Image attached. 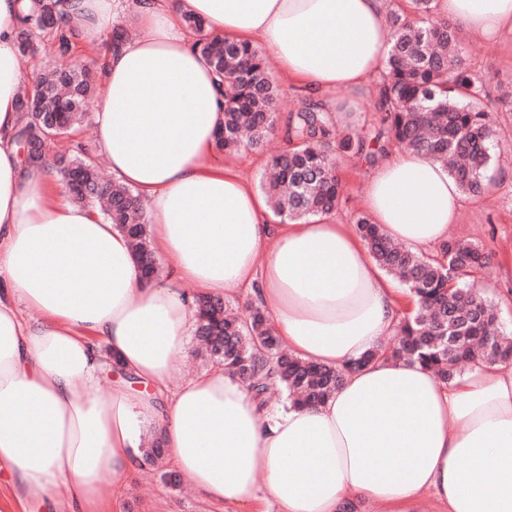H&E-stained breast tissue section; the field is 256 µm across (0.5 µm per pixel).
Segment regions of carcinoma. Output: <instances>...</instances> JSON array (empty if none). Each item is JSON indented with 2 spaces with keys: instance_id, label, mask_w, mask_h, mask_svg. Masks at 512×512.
<instances>
[{
  "instance_id": "obj_1",
  "label": "carcinoma",
  "mask_w": 512,
  "mask_h": 512,
  "mask_svg": "<svg viewBox=\"0 0 512 512\" xmlns=\"http://www.w3.org/2000/svg\"><path fill=\"white\" fill-rule=\"evenodd\" d=\"M58 2L35 0V9L23 18L17 34L19 54H37L45 40L59 57H71L77 37L61 23ZM390 20L391 46L372 87L374 120L369 130L339 134L307 101L289 113L286 133L292 148L272 158L275 175L260 184L276 214L302 222L335 211L342 199L339 158L353 157L372 167L395 147L442 164L471 196L481 195L490 184L496 147L485 110L490 93L463 55L459 26L436 14L434 0H410L409 9L390 11ZM199 45L221 79L224 126L216 135V149L261 148L276 130L280 100L264 56L253 46L226 39L202 40ZM96 88L95 70L71 65L38 76L33 89L21 96L16 143L30 146L33 164L47 161L51 144L69 137L83 121ZM55 166L62 176L72 174L78 180L71 200L99 206L130 239L141 273L157 277L140 199L111 182L80 147L56 160ZM355 224L378 265L407 288L415 310L402 318L390 344L343 368L285 352L266 310L255 304L196 298V336L206 356L244 383L259 404L266 403L273 386L293 406L322 404L346 372L379 357L417 361L447 383L460 376L463 362L492 365L512 356V336L504 332L496 306L471 283L490 261L480 246L449 241L438 253L425 255L396 245L365 213ZM142 465L162 468L160 438L144 449Z\"/></svg>"
}]
</instances>
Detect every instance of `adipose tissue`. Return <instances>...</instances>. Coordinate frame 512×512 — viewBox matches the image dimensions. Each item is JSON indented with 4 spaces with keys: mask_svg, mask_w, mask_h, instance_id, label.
Instances as JSON below:
<instances>
[{
    "mask_svg": "<svg viewBox=\"0 0 512 512\" xmlns=\"http://www.w3.org/2000/svg\"><path fill=\"white\" fill-rule=\"evenodd\" d=\"M132 2L136 36L104 45ZM31 0H0V469L10 512H102V481L141 462V430L224 512H512V362L449 383L383 360L346 374L316 407L259 406L223 367L168 381L193 345L196 295L272 312L288 350L342 367L395 335L404 291L335 214L292 222L224 163L217 78L198 39L257 43L325 116L336 89L374 83L390 46L386 0H64L101 46L95 152L141 198L146 280L128 238L70 201L51 164L24 165L14 136L23 80L16 35ZM479 41L512 34V0H435ZM205 21L192 36L186 13ZM465 195L439 163L395 149L363 208L414 250L444 243ZM196 293H189L188 285ZM38 318L24 317V309ZM116 361L125 379L99 397Z\"/></svg>",
    "mask_w": 512,
    "mask_h": 512,
    "instance_id": "ef3b65f1",
    "label": "adipose tissue"
}]
</instances>
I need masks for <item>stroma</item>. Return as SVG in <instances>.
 I'll use <instances>...</instances> for the list:
<instances>
[{
  "label": "stroma",
  "instance_id": "obj_1",
  "mask_svg": "<svg viewBox=\"0 0 512 512\" xmlns=\"http://www.w3.org/2000/svg\"><path fill=\"white\" fill-rule=\"evenodd\" d=\"M462 47L473 69L486 75L491 93L512 91V35L488 42L466 36ZM494 128L500 156L491 168L493 182L481 197L468 198L449 236L475 243L490 254L491 263L479 274L476 286L500 309L504 326L511 327L512 181L505 180L503 174L512 169V106L498 105ZM284 148L283 140L275 133L264 149L242 152L226 158L225 163L256 186L265 171L264 161ZM339 174L343 198L336 216L350 225L363 210L364 188L374 171L356 159L344 157ZM115 507L117 512H224L223 506L199 499L188 478H181L175 486L161 475L150 476L139 470L123 481Z\"/></svg>",
  "mask_w": 512,
  "mask_h": 512
}]
</instances>
